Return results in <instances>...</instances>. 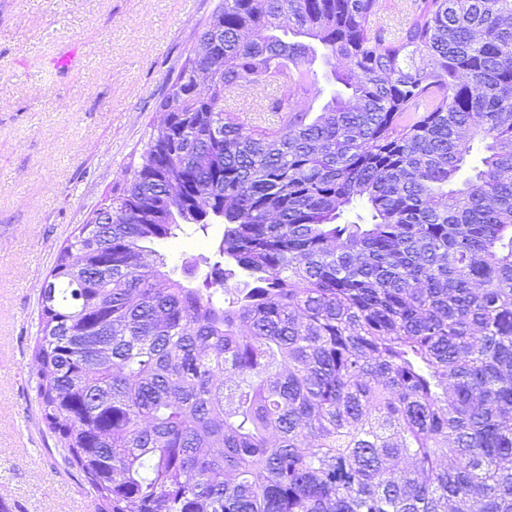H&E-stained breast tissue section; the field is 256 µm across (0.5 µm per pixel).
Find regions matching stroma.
Returning a JSON list of instances; mask_svg holds the SVG:
<instances>
[{
    "label": "stroma",
    "mask_w": 512,
    "mask_h": 512,
    "mask_svg": "<svg viewBox=\"0 0 512 512\" xmlns=\"http://www.w3.org/2000/svg\"><path fill=\"white\" fill-rule=\"evenodd\" d=\"M218 0H0V512H98L57 450L31 347L59 247L139 159ZM223 225L163 244L172 277Z\"/></svg>",
    "instance_id": "35a3bbf8"
}]
</instances>
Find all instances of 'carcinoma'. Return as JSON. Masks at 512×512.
Returning <instances> with one entry per match:
<instances>
[{
    "label": "carcinoma",
    "instance_id": "cac0c4a2",
    "mask_svg": "<svg viewBox=\"0 0 512 512\" xmlns=\"http://www.w3.org/2000/svg\"><path fill=\"white\" fill-rule=\"evenodd\" d=\"M379 10L221 0L60 248L36 392L100 512H512V0ZM188 235L180 234L178 238L172 239L161 246V250L166 255L167 270L174 278H185L183 265L188 261H196L198 265L196 276L199 281L207 270L204 258L211 256V242L219 239L224 231V225L213 224L208 229V235L204 236L202 232L193 233L190 225L184 226ZM189 228V229H188Z\"/></svg>",
    "mask_w": 512,
    "mask_h": 512
}]
</instances>
